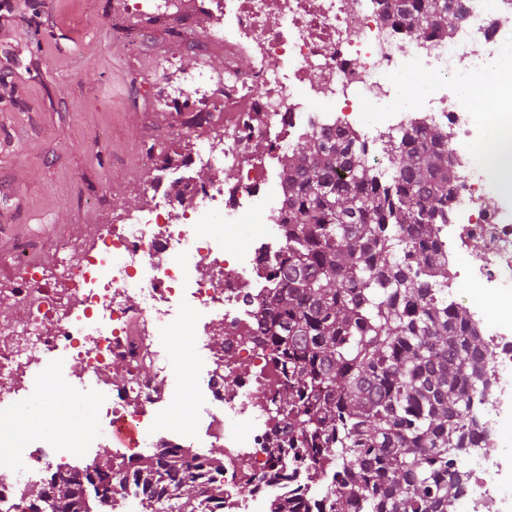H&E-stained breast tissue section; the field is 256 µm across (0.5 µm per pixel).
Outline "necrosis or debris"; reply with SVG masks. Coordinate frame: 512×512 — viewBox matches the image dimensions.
I'll return each instance as SVG.
<instances>
[{
  "label": "necrosis or debris",
  "instance_id": "necrosis-or-debris-1",
  "mask_svg": "<svg viewBox=\"0 0 512 512\" xmlns=\"http://www.w3.org/2000/svg\"><path fill=\"white\" fill-rule=\"evenodd\" d=\"M463 3L460 22L440 37L382 21L379 0H199L213 21L208 40L224 48V70L200 64L161 106L227 105L232 116L191 145L178 170L145 152L153 178L144 210L89 226L54 266L32 261L25 244L5 261L14 285L0 287V451L11 465L0 470V512H50L49 501H29L24 490L67 478L86 449L110 447L112 427L132 422L146 435L160 414L179 424L168 404L176 386L195 399L203 444L223 451L224 512H271L275 500L308 485L311 461L293 460L276 427L284 375L263 341L280 286L268 267L285 249L271 228L288 214L276 163L307 135L355 136L377 164L384 141L406 129L447 134L459 164L449 221L438 227L448 245L439 291L452 295L461 280L482 290L512 285V211L503 183L483 176L485 129L453 92L475 83L490 112L512 116V71L490 67L512 46V0ZM244 55L253 61L247 72L237 68ZM411 77L422 83L414 101L403 93ZM198 166L209 170L207 181L193 177ZM174 172L184 188L178 199L167 193ZM236 240L240 248L227 250ZM475 323L501 386L482 406L465 497L474 512H498L483 449L512 399L504 384L512 377V302L497 322ZM184 335L204 354L188 371L161 347L162 337ZM66 369L96 382L108 431L90 435L57 422L39 436L17 435L13 404L51 402V385ZM232 419L240 430L229 431Z\"/></svg>",
  "mask_w": 512,
  "mask_h": 512
}]
</instances>
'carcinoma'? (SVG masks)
<instances>
[{
  "label": "carcinoma",
  "mask_w": 512,
  "mask_h": 512,
  "mask_svg": "<svg viewBox=\"0 0 512 512\" xmlns=\"http://www.w3.org/2000/svg\"><path fill=\"white\" fill-rule=\"evenodd\" d=\"M460 0H389L397 27L451 31ZM449 137L414 126L386 142L393 171L365 146L312 134L286 158L285 253L267 341L284 384L276 413L289 450L321 469L319 495L277 499L271 512H451L467 491L459 454L482 429L489 353L467 310L432 288L447 279L437 224L457 175ZM132 481L152 512L224 507L220 454L161 448ZM115 473L99 460L49 487L51 512L112 506Z\"/></svg>",
  "instance_id": "obj_1"
}]
</instances>
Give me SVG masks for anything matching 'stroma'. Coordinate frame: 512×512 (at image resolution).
Wrapping results in <instances>:
<instances>
[{
  "label": "stroma",
  "mask_w": 512,
  "mask_h": 512,
  "mask_svg": "<svg viewBox=\"0 0 512 512\" xmlns=\"http://www.w3.org/2000/svg\"><path fill=\"white\" fill-rule=\"evenodd\" d=\"M129 11L114 0H9L0 10V259L25 241L31 260L52 265L86 226L147 205L146 145L176 160L212 136L215 123L158 108L176 74L154 75L149 60L165 52L192 69L204 57L220 72L223 54L187 42L174 16L115 33L113 15ZM490 451L503 465L494 485L512 504L511 406Z\"/></svg>",
  "instance_id": "1"
}]
</instances>
